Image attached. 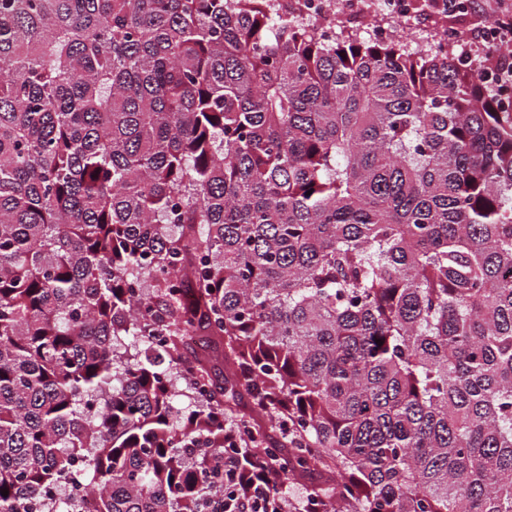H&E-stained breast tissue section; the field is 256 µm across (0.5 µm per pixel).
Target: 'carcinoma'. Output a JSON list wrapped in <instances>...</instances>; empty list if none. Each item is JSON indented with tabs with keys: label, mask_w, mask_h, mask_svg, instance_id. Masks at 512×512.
<instances>
[{
	"label": "carcinoma",
	"mask_w": 512,
	"mask_h": 512,
	"mask_svg": "<svg viewBox=\"0 0 512 512\" xmlns=\"http://www.w3.org/2000/svg\"><path fill=\"white\" fill-rule=\"evenodd\" d=\"M3 489L512 512V112L278 0H0Z\"/></svg>",
	"instance_id": "cac0c4a2"
}]
</instances>
